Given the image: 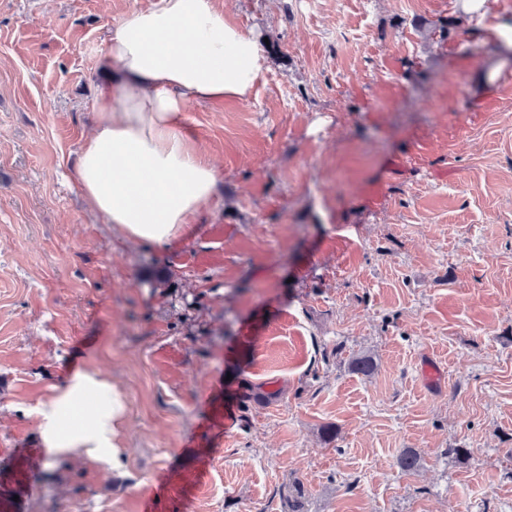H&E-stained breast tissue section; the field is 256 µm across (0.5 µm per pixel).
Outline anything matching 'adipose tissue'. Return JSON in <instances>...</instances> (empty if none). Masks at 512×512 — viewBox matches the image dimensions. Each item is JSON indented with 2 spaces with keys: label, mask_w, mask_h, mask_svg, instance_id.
Instances as JSON below:
<instances>
[{
  "label": "adipose tissue",
  "mask_w": 512,
  "mask_h": 512,
  "mask_svg": "<svg viewBox=\"0 0 512 512\" xmlns=\"http://www.w3.org/2000/svg\"><path fill=\"white\" fill-rule=\"evenodd\" d=\"M106 78L77 172L91 210L123 239L169 246L217 198L220 171L185 126L189 105L247 100L262 72L258 42L219 0H158L114 24L97 57ZM122 394L97 369L74 372L41 402L39 437L61 453L119 459Z\"/></svg>",
  "instance_id": "adipose-tissue-1"
}]
</instances>
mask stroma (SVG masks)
I'll use <instances>...</instances> for the list:
<instances>
[{
	"label": "stroma",
	"mask_w": 512,
	"mask_h": 512,
	"mask_svg": "<svg viewBox=\"0 0 512 512\" xmlns=\"http://www.w3.org/2000/svg\"><path fill=\"white\" fill-rule=\"evenodd\" d=\"M154 2L0 0V512H284L296 485L303 512H512V0H220L266 69L190 108L224 181L165 248L76 171L102 42ZM88 367L127 404L116 465L40 442Z\"/></svg>",
	"instance_id": "stroma-1"
}]
</instances>
